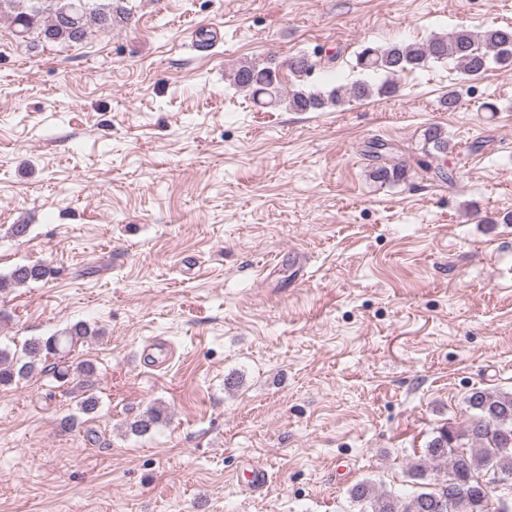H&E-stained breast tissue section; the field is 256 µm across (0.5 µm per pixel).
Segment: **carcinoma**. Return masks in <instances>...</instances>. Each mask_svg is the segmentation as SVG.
Returning a JSON list of instances; mask_svg holds the SVG:
<instances>
[{"label": "carcinoma", "mask_w": 512, "mask_h": 512, "mask_svg": "<svg viewBox=\"0 0 512 512\" xmlns=\"http://www.w3.org/2000/svg\"><path fill=\"white\" fill-rule=\"evenodd\" d=\"M132 9L101 0H0V18L15 26L16 36L25 42L38 39L50 43H79L91 28L112 29L114 23H126ZM451 59L467 76H479L493 65L512 64V26L490 27L476 35L461 26L436 35L421 45L392 44L386 48L363 47L356 55V67L362 71H381L387 80L374 85L364 80L340 85L326 96L298 88L283 94L277 68L244 62L233 72L234 85L261 105L285 104L295 112H311L325 105H340L350 100L375 96L390 97L397 87L393 78L400 73L421 69L430 63ZM315 68L305 54L288 59V69L302 77ZM426 144L437 154L448 152V138L433 126L425 134ZM406 166L395 161L374 167L375 182L397 183L406 179ZM50 270L40 264L19 265L0 278V292L45 278ZM95 335L85 322H77L58 335L31 338L21 351L0 348V386L34 373H48L67 387L78 409L91 415L99 406L96 368L91 363L72 367L62 361L78 344ZM54 362L49 364L47 359ZM470 416L467 425L452 433L443 428L428 447L424 457L410 462L408 476L418 490L401 497L377 492L368 481L349 489V498L360 504V512H512V497H495L493 489L479 483L492 471L512 484V393L475 390L466 399ZM163 409L153 407L130 422L134 434H146L162 419ZM444 466L443 477L431 481L429 469Z\"/></svg>", "instance_id": "obj_1"}]
</instances>
